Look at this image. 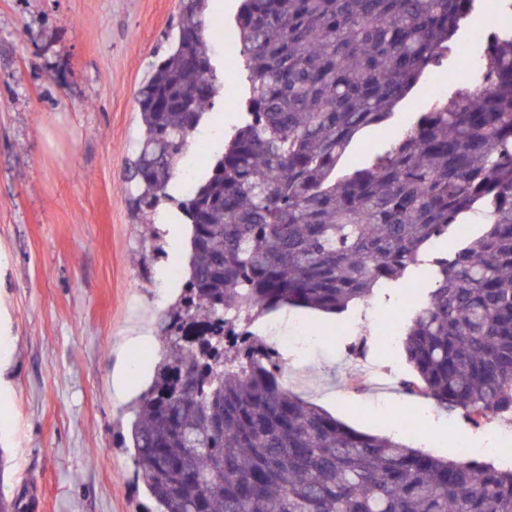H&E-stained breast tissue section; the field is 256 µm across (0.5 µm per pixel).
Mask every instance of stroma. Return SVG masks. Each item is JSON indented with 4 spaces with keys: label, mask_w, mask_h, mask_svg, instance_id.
<instances>
[{
    "label": "stroma",
    "mask_w": 512,
    "mask_h": 512,
    "mask_svg": "<svg viewBox=\"0 0 512 512\" xmlns=\"http://www.w3.org/2000/svg\"><path fill=\"white\" fill-rule=\"evenodd\" d=\"M178 0H0V448L8 449V492L19 512H149L153 500L136 481L127 451L130 408L150 384L158 360L133 359V331H156L160 315L183 293L167 283L173 244L158 225L207 175L205 155H219L238 123L248 83L231 73L222 48L208 52L218 92L156 211L136 210L125 166L141 133L135 104L153 64L175 37ZM448 60L352 147L360 165L424 111L432 84L460 80ZM206 153H199V143ZM381 289L342 316L297 310L318 335L283 350L288 387L361 432L390 435L391 419L412 415L428 450L458 458L461 437L485 449L512 418L474 428L458 413L402 392L410 366L394 334L408 281ZM134 361L135 380L116 395L112 378Z\"/></svg>",
    "instance_id": "1"
}]
</instances>
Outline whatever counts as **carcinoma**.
Masks as SVG:
<instances>
[{
  "label": "carcinoma",
  "instance_id": "obj_1",
  "mask_svg": "<svg viewBox=\"0 0 512 512\" xmlns=\"http://www.w3.org/2000/svg\"><path fill=\"white\" fill-rule=\"evenodd\" d=\"M203 2L180 0L172 51L138 93L140 208L166 195L216 92ZM482 2L243 0L230 65L249 95L178 203L188 278L131 408L158 512H512V468L350 428L288 390L280 355L249 330L283 306L341 315L427 260L402 389L472 427L512 416V26L485 43L482 82L431 96L385 152L340 174L354 142L455 55ZM478 217L483 231L463 236ZM450 234L461 248L432 254ZM6 469L0 448V512H17Z\"/></svg>",
  "mask_w": 512,
  "mask_h": 512
}]
</instances>
